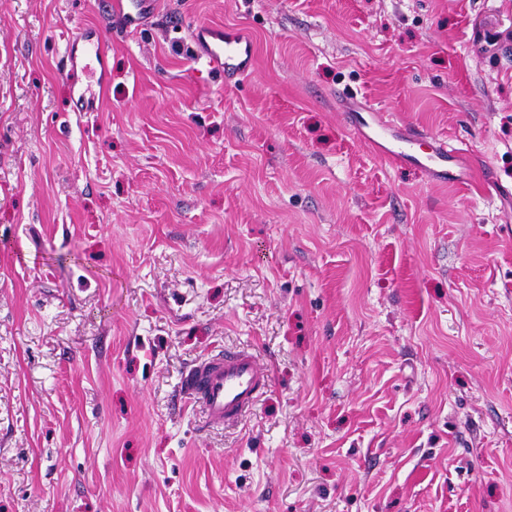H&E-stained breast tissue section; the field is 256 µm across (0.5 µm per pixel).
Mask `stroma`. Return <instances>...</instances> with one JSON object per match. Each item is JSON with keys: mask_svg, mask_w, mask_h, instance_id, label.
I'll return each mask as SVG.
<instances>
[{"mask_svg": "<svg viewBox=\"0 0 512 512\" xmlns=\"http://www.w3.org/2000/svg\"><path fill=\"white\" fill-rule=\"evenodd\" d=\"M248 30L247 80L196 57ZM512 0H0V512H512ZM99 36L105 66L69 60ZM94 99L74 111L84 90ZM358 92L465 148L377 155ZM253 348L234 429L188 364ZM156 0H121L122 17L126 29H135L140 25V19L146 4ZM154 4V3H153ZM270 384L265 361L248 350L224 349L189 365L179 391L200 410L203 427L224 428L256 407Z\"/></svg>", "mask_w": 512, "mask_h": 512, "instance_id": "stroma-1", "label": "stroma"}]
</instances>
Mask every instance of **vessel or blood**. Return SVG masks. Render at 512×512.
<instances>
[{"label":"vessel or blood","mask_w":512,"mask_h":512,"mask_svg":"<svg viewBox=\"0 0 512 512\" xmlns=\"http://www.w3.org/2000/svg\"><path fill=\"white\" fill-rule=\"evenodd\" d=\"M199 57L230 85L249 76L254 45L244 32L232 30L205 40ZM340 102L343 112L355 120L358 140L374 152L394 163L419 166L435 182L459 183L463 152L447 138L404 129L392 113L368 100L344 95ZM270 384L271 371L265 361L244 349H227L189 365L181 376L179 391L200 410L203 427L221 428L240 422Z\"/></svg>","instance_id":"1"}]
</instances>
